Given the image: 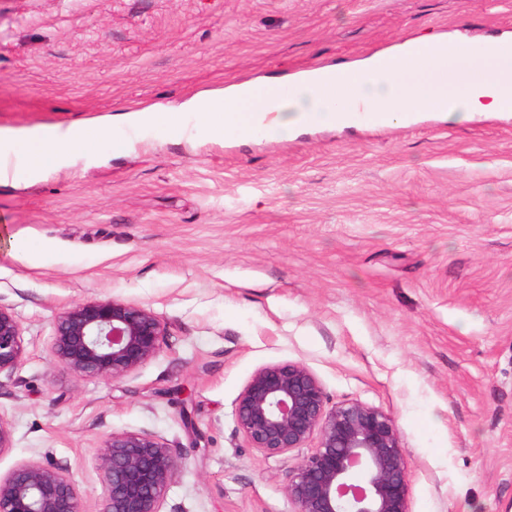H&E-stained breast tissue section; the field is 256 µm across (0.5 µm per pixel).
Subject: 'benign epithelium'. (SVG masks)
<instances>
[{"label":"benign epithelium","mask_w":512,"mask_h":512,"mask_svg":"<svg viewBox=\"0 0 512 512\" xmlns=\"http://www.w3.org/2000/svg\"><path fill=\"white\" fill-rule=\"evenodd\" d=\"M166 328L154 312L118 297L76 303L54 321L50 355L78 379L114 381L156 357ZM27 355L23 329L0 306V377ZM239 431L267 457L315 443L288 473L296 512H410L405 448L391 417L362 403L326 408L322 386L298 363L257 369L235 403ZM13 445L0 415V455ZM102 512H162L164 494L184 472L172 448L149 432L113 431L97 449ZM0 512H88L74 477L52 464L23 462L0 477Z\"/></svg>","instance_id":"benign-epithelium-1"}]
</instances>
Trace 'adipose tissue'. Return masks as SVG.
<instances>
[{"instance_id":"1","label":"adipose tissue","mask_w":512,"mask_h":512,"mask_svg":"<svg viewBox=\"0 0 512 512\" xmlns=\"http://www.w3.org/2000/svg\"><path fill=\"white\" fill-rule=\"evenodd\" d=\"M280 85L242 82L193 94L184 109L131 110L132 121L164 123L178 130L183 111L193 113L199 133L249 138L257 126L279 138L304 123L348 124L359 113L393 121L433 109L464 118L473 112H512V39L490 38L463 46L442 35L411 38L388 52L345 66L313 69L295 78L287 97ZM109 121L90 118L59 131L21 136L0 133V156L22 158L31 175L42 174L103 143Z\"/></svg>"}]
</instances>
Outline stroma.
Masks as SVG:
<instances>
[{
	"label": "stroma",
	"mask_w": 512,
	"mask_h": 512,
	"mask_svg": "<svg viewBox=\"0 0 512 512\" xmlns=\"http://www.w3.org/2000/svg\"><path fill=\"white\" fill-rule=\"evenodd\" d=\"M435 34L512 37V0H0V129L112 117L120 141L0 180V306L27 344L0 384L1 477L61 466L99 512L103 435L145 431L189 464L164 512H296L300 451L249 448L234 408L258 368L298 363L327 407L392 418L412 512H512V112L247 142L120 120ZM112 296L165 344L123 379L74 378L54 319Z\"/></svg>",
	"instance_id": "1"
}]
</instances>
